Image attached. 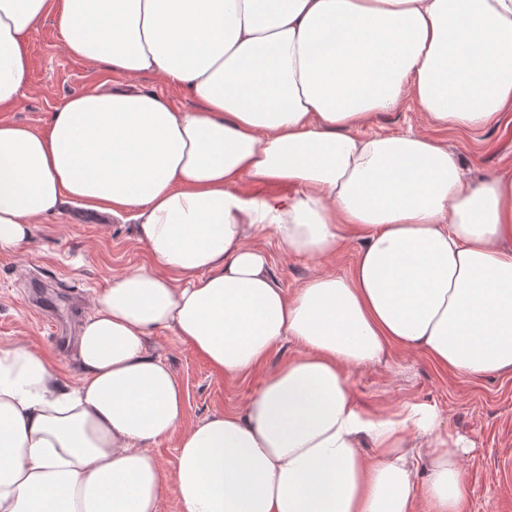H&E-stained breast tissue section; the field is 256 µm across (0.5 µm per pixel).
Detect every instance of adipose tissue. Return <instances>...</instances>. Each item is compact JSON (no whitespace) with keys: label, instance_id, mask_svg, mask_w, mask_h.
<instances>
[{"label":"adipose tissue","instance_id":"1","mask_svg":"<svg viewBox=\"0 0 512 512\" xmlns=\"http://www.w3.org/2000/svg\"><path fill=\"white\" fill-rule=\"evenodd\" d=\"M195 102L124 88L5 119L33 27ZM413 98L440 130L512 108V0H0V255L64 202L130 213L142 264L95 291L62 380L0 348V512H462L464 439L417 403L365 413L350 373L391 348L474 379L512 375V174L465 180L440 139L364 134ZM287 186L246 194L242 184ZM287 256L357 245L347 274L286 291ZM173 330L228 379L300 348L241 407L183 426L150 338ZM175 439L165 468L149 451Z\"/></svg>","mask_w":512,"mask_h":512}]
</instances>
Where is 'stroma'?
I'll return each mask as SVG.
<instances>
[{
    "mask_svg": "<svg viewBox=\"0 0 512 512\" xmlns=\"http://www.w3.org/2000/svg\"><path fill=\"white\" fill-rule=\"evenodd\" d=\"M29 82L10 120L44 131L55 106L91 89L126 87L165 95L180 110L192 99L154 76L126 78L111 74L105 65H91L65 52L54 17L44 18L31 32ZM431 133L426 116L414 103L373 119L370 131L395 133L405 129ZM449 147L463 159L470 177L504 169L512 171V120L476 133H445ZM256 246L271 255V273L289 291L313 273H345L352 249L315 262L287 257L272 238H255ZM146 249L138 242L128 217H112L65 203L60 213L37 224L29 245L0 257V347L19 343L64 359L67 338L75 335L82 314L92 307L95 289L112 275L141 264ZM151 347L170 367L187 391L184 422L241 406L278 364L294 356L298 347L278 345L259 369L229 380L172 331L158 332ZM354 395L369 413L395 410L408 403L434 406L446 431L471 441L465 468L469 495L464 512H512V376L465 380L437 370L424 354L394 351L385 362L359 367L351 373Z\"/></svg>",
    "mask_w": 512,
    "mask_h": 512,
    "instance_id": "35a3bbf8",
    "label": "stroma"
}]
</instances>
